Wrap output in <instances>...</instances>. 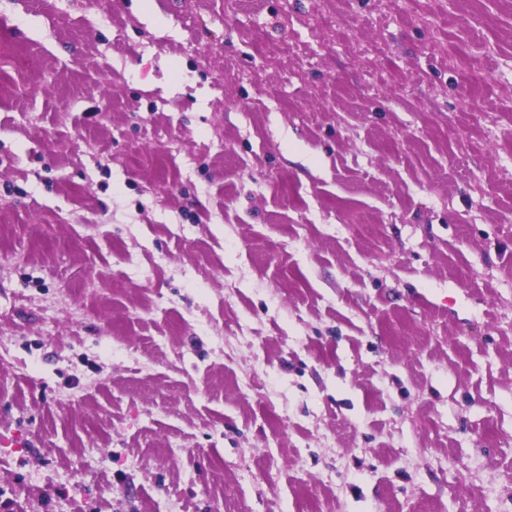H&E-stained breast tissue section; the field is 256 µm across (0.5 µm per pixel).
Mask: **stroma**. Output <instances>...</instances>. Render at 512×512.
<instances>
[{
  "instance_id": "1",
  "label": "stroma",
  "mask_w": 512,
  "mask_h": 512,
  "mask_svg": "<svg viewBox=\"0 0 512 512\" xmlns=\"http://www.w3.org/2000/svg\"><path fill=\"white\" fill-rule=\"evenodd\" d=\"M132 5L0 0V512H512V0Z\"/></svg>"
}]
</instances>
